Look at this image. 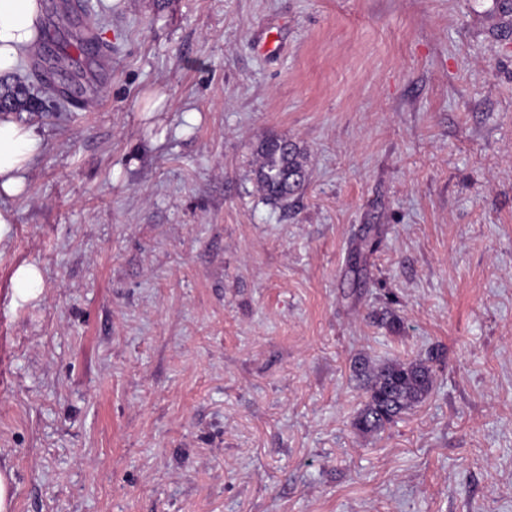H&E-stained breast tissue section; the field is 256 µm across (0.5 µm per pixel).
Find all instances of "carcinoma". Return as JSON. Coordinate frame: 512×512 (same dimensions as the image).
<instances>
[{
  "instance_id": "carcinoma-1",
  "label": "carcinoma",
  "mask_w": 512,
  "mask_h": 512,
  "mask_svg": "<svg viewBox=\"0 0 512 512\" xmlns=\"http://www.w3.org/2000/svg\"><path fill=\"white\" fill-rule=\"evenodd\" d=\"M263 163L255 171L260 191L272 204H286L303 193L307 173L301 151L283 138H271L258 148ZM363 382L365 401L353 421L361 434L376 433L404 411L423 402L432 391L434 374L423 360L391 361L375 365L360 358L354 363Z\"/></svg>"
}]
</instances>
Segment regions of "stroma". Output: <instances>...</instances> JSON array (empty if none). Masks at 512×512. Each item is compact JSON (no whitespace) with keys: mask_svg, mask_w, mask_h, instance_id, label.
Listing matches in <instances>:
<instances>
[{"mask_svg":"<svg viewBox=\"0 0 512 512\" xmlns=\"http://www.w3.org/2000/svg\"><path fill=\"white\" fill-rule=\"evenodd\" d=\"M497 2L42 0L38 55L84 103L14 111L43 150L0 203L13 512H512ZM271 137L308 173L284 207ZM359 357L430 359L433 389L360 434ZM263 163L255 171L260 191L272 204H288V199L302 194L307 173L301 151L283 138H271L258 148ZM15 301L28 302L39 299L42 294V274L34 265L19 267L15 273Z\"/></svg>","mask_w":512,"mask_h":512,"instance_id":"1","label":"stroma"}]
</instances>
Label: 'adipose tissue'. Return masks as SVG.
<instances>
[{"instance_id": "1", "label": "adipose tissue", "mask_w": 512, "mask_h": 512, "mask_svg": "<svg viewBox=\"0 0 512 512\" xmlns=\"http://www.w3.org/2000/svg\"><path fill=\"white\" fill-rule=\"evenodd\" d=\"M40 0H0V76L20 73L23 61L39 46ZM42 148L35 127L0 113V198L27 190V175Z\"/></svg>"}]
</instances>
